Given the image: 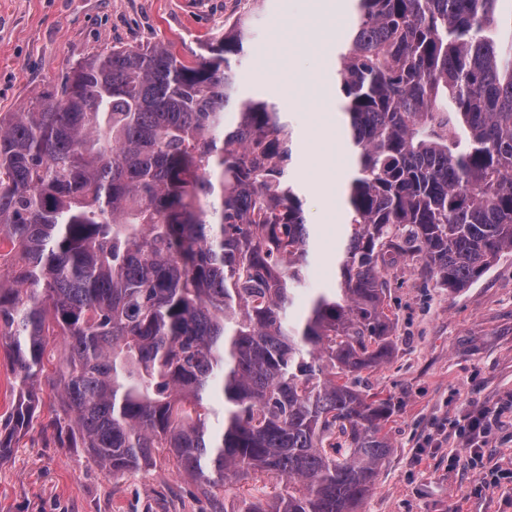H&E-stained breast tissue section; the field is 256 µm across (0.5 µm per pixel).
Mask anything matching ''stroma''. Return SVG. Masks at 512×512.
Listing matches in <instances>:
<instances>
[{
    "label": "stroma",
    "instance_id": "stroma-1",
    "mask_svg": "<svg viewBox=\"0 0 512 512\" xmlns=\"http://www.w3.org/2000/svg\"><path fill=\"white\" fill-rule=\"evenodd\" d=\"M243 15L249 37L233 59L237 94L274 103L290 122L292 174L315 231L292 321L316 289L335 287L343 247L347 184L337 183L332 209L320 184L351 163L334 81L350 0H0V113L25 110L77 62L112 46L169 43L186 57ZM388 277L396 351L367 383L395 403L384 427L392 453L360 512H512V483H484L490 467L512 471V417H502L480 461L453 427L470 406L492 408L512 392V253L458 290L422 280L409 261ZM39 398L34 427L0 460V512H238L242 499L264 492L250 480L203 496L162 455L111 474L66 447L50 425L55 395L45 389Z\"/></svg>",
    "mask_w": 512,
    "mask_h": 512
}]
</instances>
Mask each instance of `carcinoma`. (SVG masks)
<instances>
[{
    "label": "carcinoma",
    "instance_id": "obj_1",
    "mask_svg": "<svg viewBox=\"0 0 512 512\" xmlns=\"http://www.w3.org/2000/svg\"><path fill=\"white\" fill-rule=\"evenodd\" d=\"M357 3L335 71L350 232L298 324L293 133L236 96L243 25L190 61L114 46L0 116V458L45 382L50 425L114 475L165 451L204 495L288 485L241 512H358L392 451L393 398L364 377L395 350L386 271L411 260L457 290L512 252V34L498 0ZM13 376L3 351L0 349V427L4 422L11 402V381Z\"/></svg>",
    "mask_w": 512,
    "mask_h": 512
}]
</instances>
